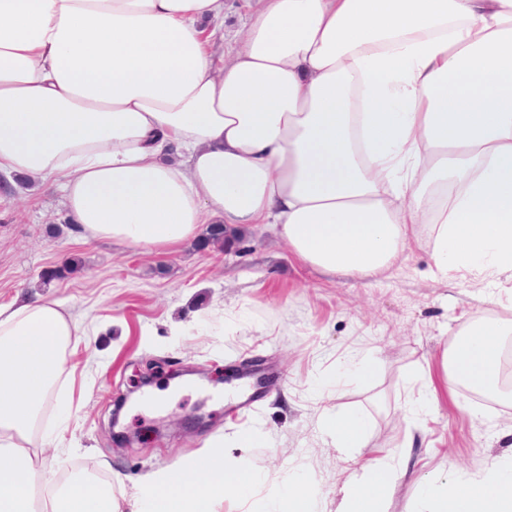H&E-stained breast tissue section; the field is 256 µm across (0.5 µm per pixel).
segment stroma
Wrapping results in <instances>:
<instances>
[{
	"mask_svg": "<svg viewBox=\"0 0 512 512\" xmlns=\"http://www.w3.org/2000/svg\"><path fill=\"white\" fill-rule=\"evenodd\" d=\"M247 252L199 248L191 238L161 253L125 244L87 243L59 194L36 182L0 176V303L22 294L64 303L81 340L74 378L59 382L29 451L53 477L83 467L112 478L117 493H136L141 477L197 456L220 440L227 456L260 473L250 501L227 494L217 512H272V498L299 477L314 483L320 512H336L350 475L369 459L408 451L417 480L399 481L385 512H420L421 479L456 465L462 476L512 460V397L464 398L448 392L441 356L465 320L495 316L486 284L448 285L432 266L426 240L412 242L397 267L367 280L326 275L301 261L272 224L246 229ZM80 273L52 278L64 259ZM371 355V383L337 382L347 357ZM257 360L269 382L243 419L224 418L225 370ZM164 362L186 368L157 375L161 412L128 407L141 391L134 376ZM437 405L412 416L405 408L422 377ZM359 408L366 448H334L317 427L316 392ZM203 424H194V417ZM257 427L263 440L233 445Z\"/></svg>",
	"mask_w": 512,
	"mask_h": 512,
	"instance_id": "1",
	"label": "stroma"
}]
</instances>
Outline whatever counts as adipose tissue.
Returning a JSON list of instances; mask_svg holds the SVG:
<instances>
[{"instance_id":"ef3b65f1","label":"adipose tissue","mask_w":512,"mask_h":512,"mask_svg":"<svg viewBox=\"0 0 512 512\" xmlns=\"http://www.w3.org/2000/svg\"><path fill=\"white\" fill-rule=\"evenodd\" d=\"M0 172L60 193L90 241L172 248L203 225H276L331 275L390 270L428 225L443 279L486 283L502 318L462 326L450 392L501 393L512 336V0H0ZM78 339L61 300L0 304V512H34L22 450ZM323 434L366 445L363 415L324 406ZM409 458L351 474L336 512H383ZM258 476L223 449L116 497L46 484L54 512H214ZM422 512H512V476L449 472ZM228 9L224 16V40L231 39L241 25V17L246 11L244 0H227Z\"/></svg>"}]
</instances>
